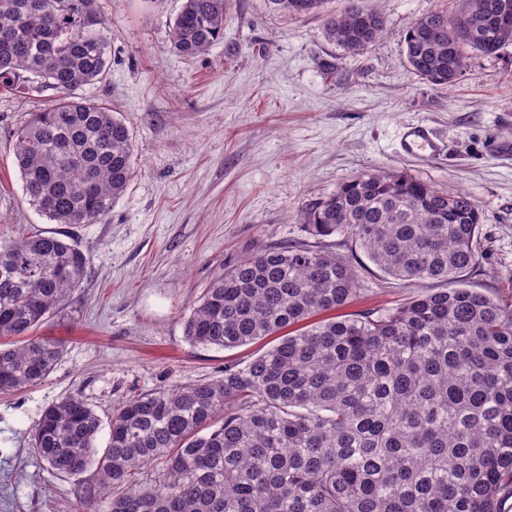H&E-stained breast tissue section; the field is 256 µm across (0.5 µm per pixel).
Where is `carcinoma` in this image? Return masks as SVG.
Here are the masks:
<instances>
[{"instance_id":"cac0c4a2","label":"carcinoma","mask_w":512,"mask_h":512,"mask_svg":"<svg viewBox=\"0 0 512 512\" xmlns=\"http://www.w3.org/2000/svg\"><path fill=\"white\" fill-rule=\"evenodd\" d=\"M293 14L324 0H271ZM225 0H183L173 48L194 57L224 36ZM384 14L347 0L324 17L353 54ZM512 45V0L435 9L405 38L412 72L450 87L467 55ZM109 37L98 0H0V88L55 91L14 134L30 204L56 224L106 217L133 174L129 128L77 95L102 79ZM309 234L338 235L383 273L458 284L376 316L303 322L351 304L360 271L301 246L240 261L184 322L193 344L232 349L277 337L224 377L119 404L98 453L87 403L50 404L31 436L38 457L72 477L96 467L120 485L162 462L159 487L119 492L107 512H504L512 498V304L464 287L480 265L482 213L462 190L402 173H364L307 207ZM87 257L56 234L0 242V392L43 382L63 349L31 333L78 287Z\"/></svg>"}]
</instances>
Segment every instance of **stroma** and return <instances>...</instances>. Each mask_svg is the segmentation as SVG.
<instances>
[{"instance_id":"stroma-1","label":"stroma","mask_w":512,"mask_h":512,"mask_svg":"<svg viewBox=\"0 0 512 512\" xmlns=\"http://www.w3.org/2000/svg\"><path fill=\"white\" fill-rule=\"evenodd\" d=\"M385 27L354 56L325 35L321 14L289 15L270 0H226L224 37L188 58L171 45L182 0H100L109 35L103 80L82 96L129 127L134 174L93 224H55L32 207L15 164L11 130L52 91L0 90V240L61 234L86 254V278L39 335L64 352L41 384L0 392V512H105L95 470L75 479L45 466L31 434L53 402L82 398L102 421L129 397L215 380L251 357L190 343L184 321L209 283L260 251L306 246L347 254L341 237L317 238L300 221L311 203L365 172H401L467 192L482 210L483 259L466 285L512 303V46L469 54L454 86L412 73L408 29L458 0H365ZM424 122L440 149L410 154L401 138ZM363 264L347 313L388 310L434 291Z\"/></svg>"}]
</instances>
